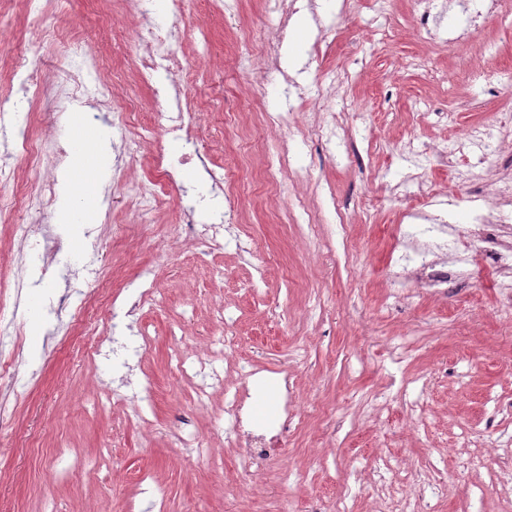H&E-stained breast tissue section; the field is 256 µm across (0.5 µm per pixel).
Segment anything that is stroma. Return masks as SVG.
<instances>
[{
	"instance_id": "obj_1",
	"label": "stroma",
	"mask_w": 512,
	"mask_h": 512,
	"mask_svg": "<svg viewBox=\"0 0 512 512\" xmlns=\"http://www.w3.org/2000/svg\"><path fill=\"white\" fill-rule=\"evenodd\" d=\"M241 0L234 13L206 18L191 0L179 23V53L198 64L197 88L235 103L202 117L207 163L184 165L173 200L139 239L125 185L159 172L146 143L149 90L119 77L123 115L96 100L58 117L65 161L49 214L61 248L44 265L42 238H29V287L16 317L40 326L38 356L17 371L15 413L0 427V512H155L139 493L151 474L171 512H384L389 491L411 475L413 492L437 512H512V331L497 313L495 266L448 291L402 292L395 225L414 201L459 228L474 223V200L501 212L512 245V205L497 207L493 179L512 178V125L495 129L484 156L457 151L466 129L512 109V17L487 18L469 33L454 0H430L420 18L411 0ZM91 0H62L50 25L77 24L99 40ZM461 48H449V39ZM284 112L286 130L265 115ZM331 133L308 154L307 131ZM142 141L118 156L121 138ZM227 167L215 187L209 172ZM275 167L277 185L259 176ZM224 245L210 249L179 232L183 205L198 222L226 208ZM92 210L89 224L68 222ZM243 241L247 252L235 248ZM154 267V304L133 309L124 285ZM89 305L82 322L74 312ZM126 310L125 345L112 355L111 313ZM240 364L292 376L304 406L335 408L336 420L290 427L263 474L247 481L240 448L224 436V394L234 379L198 400L180 351L215 349L225 327ZM415 351L395 362L398 339ZM306 358L296 363L293 349ZM152 376L149 423L127 424L125 406L143 373ZM198 437L201 457L180 436ZM81 467L57 476L59 452Z\"/></svg>"
}]
</instances>
